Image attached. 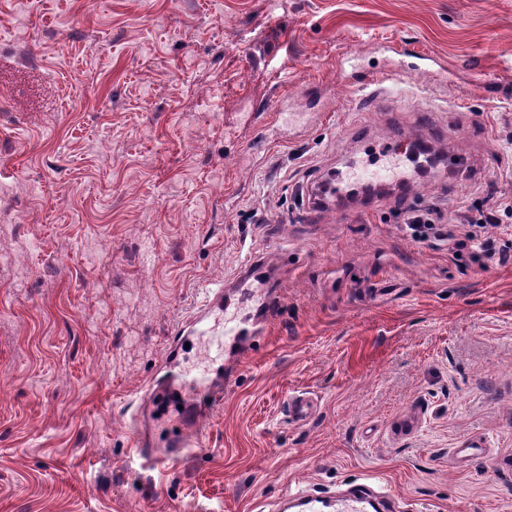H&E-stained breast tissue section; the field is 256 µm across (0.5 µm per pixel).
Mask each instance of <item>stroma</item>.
<instances>
[{"instance_id":"1","label":"stroma","mask_w":512,"mask_h":512,"mask_svg":"<svg viewBox=\"0 0 512 512\" xmlns=\"http://www.w3.org/2000/svg\"><path fill=\"white\" fill-rule=\"evenodd\" d=\"M407 43L429 70L377 109L356 80ZM425 121L459 171L303 210ZM489 182L512 202V0H0V512H269L368 477L407 512H512V212L493 259L394 215L478 219ZM252 253L279 305L202 446L152 469L136 411ZM396 215L397 217L404 215V224H408L407 226L415 232V227L421 228L422 226L424 227V225L426 228L431 229V225L441 223L444 216L441 209L435 205H432L424 211H408L400 208L396 211ZM410 225L412 226L410 227Z\"/></svg>"}]
</instances>
